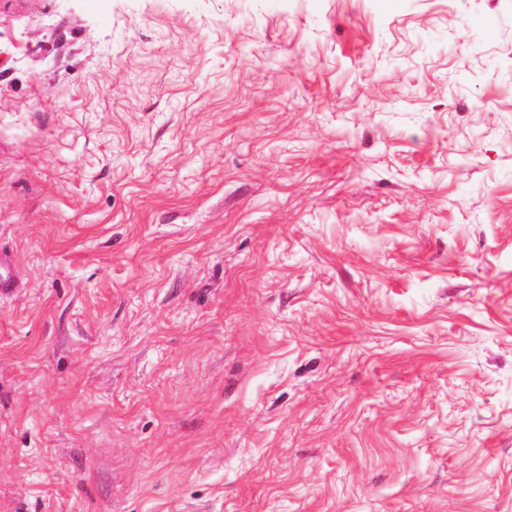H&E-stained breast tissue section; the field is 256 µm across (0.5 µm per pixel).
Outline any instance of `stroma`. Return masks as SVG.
<instances>
[{
  "label": "stroma",
  "instance_id": "stroma-1",
  "mask_svg": "<svg viewBox=\"0 0 512 512\" xmlns=\"http://www.w3.org/2000/svg\"><path fill=\"white\" fill-rule=\"evenodd\" d=\"M0 512H512V0H0ZM18 287L15 263L12 256L0 254V296L8 295Z\"/></svg>",
  "mask_w": 512,
  "mask_h": 512
}]
</instances>
